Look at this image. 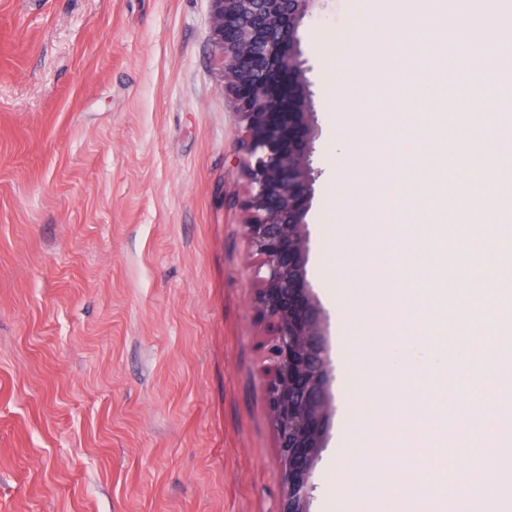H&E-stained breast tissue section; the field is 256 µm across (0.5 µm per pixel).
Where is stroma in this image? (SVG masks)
Returning <instances> with one entry per match:
<instances>
[{
  "label": "stroma",
  "mask_w": 512,
  "mask_h": 512,
  "mask_svg": "<svg viewBox=\"0 0 512 512\" xmlns=\"http://www.w3.org/2000/svg\"><path fill=\"white\" fill-rule=\"evenodd\" d=\"M388 0H318L300 28L319 173L307 279L328 315L332 415L311 512H345L336 465L347 370L372 344L336 290L365 278L323 249L346 185L328 182L332 89L369 85L355 45ZM209 0H0V512H278L279 451L261 374L238 121ZM426 416L454 424L449 373Z\"/></svg>",
  "instance_id": "1"
}]
</instances>
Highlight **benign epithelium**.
<instances>
[{"label": "benign epithelium", "instance_id": "7a95c632", "mask_svg": "<svg viewBox=\"0 0 512 512\" xmlns=\"http://www.w3.org/2000/svg\"><path fill=\"white\" fill-rule=\"evenodd\" d=\"M314 2L210 0L222 91L239 123L255 304L268 328L263 375L283 472L279 512H311L314 467L332 413L327 315L306 270V216L317 170L298 29ZM231 23L237 35L227 44Z\"/></svg>", "mask_w": 512, "mask_h": 512}]
</instances>
